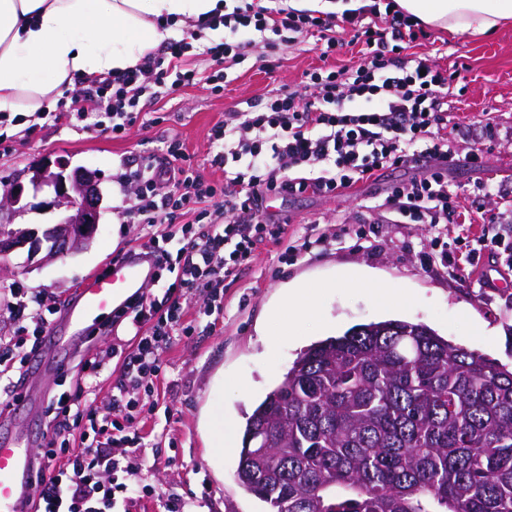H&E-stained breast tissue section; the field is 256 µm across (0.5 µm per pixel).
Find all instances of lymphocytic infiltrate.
<instances>
[{"label":"lymphocytic infiltrate","instance_id":"lymphocytic-infiltrate-1","mask_svg":"<svg viewBox=\"0 0 512 512\" xmlns=\"http://www.w3.org/2000/svg\"><path fill=\"white\" fill-rule=\"evenodd\" d=\"M212 23L224 26L229 40L197 48L187 39H172L120 74L76 78L74 89L64 93L66 108L0 113V128L25 124L33 129L43 119L119 139L141 120V101L199 83L222 90L227 60L245 57L252 46L244 38L247 32L259 33L271 51L313 37L325 58L341 46V30L363 46L358 65L314 69L304 73L302 91L225 113L209 135V165L223 173V180L204 179L176 138L163 153L121 159L119 179L130 188L122 221L150 226L140 254L155 259L159 269L176 268L177 275L163 294H141L115 314L104 328L109 337L104 348L80 358L74 394L61 395L51 407V434L37 468L42 472L55 458L60 464L54 477H37L33 512H113L137 492L146 443L132 425L155 392L162 354L173 336L195 331L183 320L182 293L198 292L205 314L223 312L225 282L234 281L260 247H281L295 256L328 244L322 233L289 244L288 221L267 210V199L335 198L382 170L422 161V175L391 186L373 207L394 223L430 227L432 237L420 253L424 267L463 273L464 263L512 237V226L481 227L467 244L448 237L449 222L460 214L448 171L463 163L479 165L483 156L474 150L461 155L450 146L443 105L453 77L433 60L407 55L409 44L424 32L395 0H360L342 15L323 17L279 6L257 10L250 0H237ZM200 53L213 63L205 76L191 66ZM174 238L180 248L173 255L163 243ZM58 311L41 296L15 291L10 317L35 327L27 338L0 336V381L11 394L22 390L27 364L26 358H15V350L28 343L40 348L49 318ZM112 362L120 364L122 380L112 397V424L105 427L91 405ZM74 433L79 446L59 457L57 440Z\"/></svg>","mask_w":512,"mask_h":512}]
</instances>
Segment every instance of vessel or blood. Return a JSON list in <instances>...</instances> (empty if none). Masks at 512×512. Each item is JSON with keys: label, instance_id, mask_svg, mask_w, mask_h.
<instances>
[{"label": "vessel or blood", "instance_id": "b4317fda", "mask_svg": "<svg viewBox=\"0 0 512 512\" xmlns=\"http://www.w3.org/2000/svg\"><path fill=\"white\" fill-rule=\"evenodd\" d=\"M154 272L151 261L133 254L109 272L89 279L67 305L70 335L47 337V346L56 352H72L81 344L85 330L105 323L140 294ZM32 490L31 456L18 439L0 443V512H29Z\"/></svg>", "mask_w": 512, "mask_h": 512}]
</instances>
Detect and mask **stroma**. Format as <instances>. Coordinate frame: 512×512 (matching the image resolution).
<instances>
[{
    "mask_svg": "<svg viewBox=\"0 0 512 512\" xmlns=\"http://www.w3.org/2000/svg\"><path fill=\"white\" fill-rule=\"evenodd\" d=\"M359 50V45H349L325 60L313 43L303 42L282 49L267 63L249 55L229 69L221 92L189 85L173 97L146 102L145 112L162 116V123L134 127L122 139L46 125L14 143L11 153L0 155V187L17 180L29 183L33 167L43 159L62 158L99 173L103 202L98 230L81 250L40 265L28 262L23 249L0 258V298L9 289L25 288L68 304L88 278L108 271L139 245L141 225L119 219V200L127 195L117 179L121 157L159 151L175 136L194 168L215 178L207 163L208 134L225 113L244 109L250 100L301 90L304 72L323 64H358ZM408 53L437 58L454 73L448 90V138L458 151L477 149L483 155V166H461L448 174L449 188L458 194L466 217L449 225V237L470 235L489 210L512 217V24L491 37L463 39L431 29ZM418 174L409 167L387 169L376 181L356 184L334 199L270 200L271 211L287 216L297 235L314 226L331 236L332 244L287 262L278 249L260 248L255 262L225 288L223 314L202 315L198 297L188 295L184 305L196 330L174 337L162 354L153 420L164 435L158 447L145 450L142 481L156 492L137 499L131 512H165L171 497L189 503L193 512H266V504L245 494L235 480L237 453L210 456L206 408L223 405L227 427L242 437L243 412L282 379L300 351L352 326L391 318L422 322L454 343L512 366V289L486 287V272L494 267L489 255H481L461 278L424 268L418 253L429 236L427 225L395 224L370 208L373 197ZM481 184L490 186L491 198L478 194ZM359 228L369 230L370 241L353 237ZM347 269L360 270L391 291L410 293L412 299L381 308L370 291L329 289L320 299L321 320L302 321L296 336L279 337L275 358H268L263 331L284 286L293 281L314 285Z\"/></svg>",
    "mask_w": 512,
    "mask_h": 512,
    "instance_id": "obj_1",
    "label": "stroma"
}]
</instances>
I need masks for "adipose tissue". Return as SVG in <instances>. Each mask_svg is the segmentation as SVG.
Instances as JSON below:
<instances>
[{
    "label": "adipose tissue",
    "instance_id": "1",
    "mask_svg": "<svg viewBox=\"0 0 512 512\" xmlns=\"http://www.w3.org/2000/svg\"><path fill=\"white\" fill-rule=\"evenodd\" d=\"M421 24L454 36L490 34L512 21V0H396ZM224 9V0H0V112H41L74 77L117 73L135 66L163 40L168 23L197 22ZM369 288L381 305L406 302L379 282L348 272L317 286L285 289L267 343L296 335L318 313L319 292Z\"/></svg>",
    "mask_w": 512,
    "mask_h": 512
}]
</instances>
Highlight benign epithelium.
I'll use <instances>...</instances> for the list:
<instances>
[{
    "label": "benign epithelium",
    "instance_id": "1",
    "mask_svg": "<svg viewBox=\"0 0 512 512\" xmlns=\"http://www.w3.org/2000/svg\"><path fill=\"white\" fill-rule=\"evenodd\" d=\"M30 182L35 191L51 190L52 199L38 204L42 209H65L62 220L43 232L35 229H14L0 224V257L18 249H28L30 258L45 253L42 261H51L59 255L87 244L97 231L102 194L96 172L84 167L69 169L63 160L44 161L33 169ZM24 185L10 184L0 200V212L15 215L27 209L22 203Z\"/></svg>",
    "mask_w": 512,
    "mask_h": 512
}]
</instances>
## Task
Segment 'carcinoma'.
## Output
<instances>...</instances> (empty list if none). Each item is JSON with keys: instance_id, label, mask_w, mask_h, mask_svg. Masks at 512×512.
I'll return each instance as SVG.
<instances>
[{"instance_id": "carcinoma-1", "label": "carcinoma", "mask_w": 512, "mask_h": 512, "mask_svg": "<svg viewBox=\"0 0 512 512\" xmlns=\"http://www.w3.org/2000/svg\"><path fill=\"white\" fill-rule=\"evenodd\" d=\"M237 480L267 512H512V368L422 323L356 325L246 417Z\"/></svg>"}]
</instances>
